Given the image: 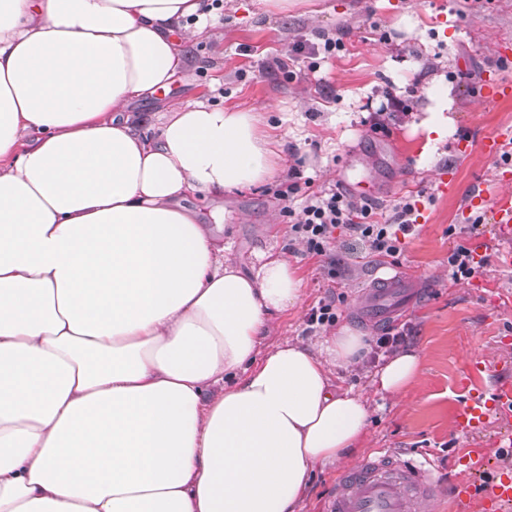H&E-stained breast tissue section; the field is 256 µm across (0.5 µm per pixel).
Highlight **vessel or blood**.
<instances>
[{"mask_svg": "<svg viewBox=\"0 0 512 512\" xmlns=\"http://www.w3.org/2000/svg\"><path fill=\"white\" fill-rule=\"evenodd\" d=\"M511 149L510 127L486 138L483 144L485 155L498 162L505 174L512 172V164L504 162L503 154ZM468 205L491 209L497 237L504 242L496 258L501 266L512 267V249L505 245L506 240L512 239V196L494 188L485 189ZM416 291L413 277L402 272L384 275L366 291L359 312L366 319L386 320L394 317ZM492 418L505 426L512 424L511 380H500L471 393L457 414V428L467 434ZM438 495L430 461L400 460L382 452L364 459L337 480L327 512H420L423 503ZM451 496L458 512H470L475 504L481 512H512V469H503L477 483L455 485Z\"/></svg>", "mask_w": 512, "mask_h": 512, "instance_id": "b4317fda", "label": "vessel or blood"}]
</instances>
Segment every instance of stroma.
<instances>
[{
  "mask_svg": "<svg viewBox=\"0 0 512 512\" xmlns=\"http://www.w3.org/2000/svg\"><path fill=\"white\" fill-rule=\"evenodd\" d=\"M223 3V26L190 50L199 67L167 92L134 100L131 111L148 114L203 99L259 112L286 140L281 173L297 171L318 188L368 171L380 188L372 201L377 215L390 214L403 197L424 207L398 258L399 270L415 276L421 291L393 321L412 329L404 346L421 357L415 383L395 399L376 393L370 374L381 361L369 356L360 368L335 369L333 381L363 393L372 407L356 459L380 448L405 459L427 456L437 464L441 487L470 481L464 450L484 449L490 462H498L493 441L500 427L493 423L466 438L456 431L455 414L473 364L483 368L474 380L482 388L512 369V269L500 267L490 253L474 277L456 281L448 273V255L459 245H484L494 235L488 214L476 223L461 217L483 184L512 194V174L499 178L496 163L482 151L486 137L512 126V98L485 102L479 95L485 70L512 80V60L500 56L503 43L512 41V0H303L286 15L262 12L256 0ZM328 38L341 39L343 47L320 60L316 71H309L306 58L287 57L295 41L320 45ZM435 84L448 88L453 124L447 141L429 154L410 124ZM387 91L402 103L401 112L380 114ZM377 120L388 133L371 131ZM462 141L469 145L465 156L458 151ZM446 167L455 178L447 193L435 192L432 184ZM277 188L272 181L224 197L222 237L233 241L246 264L256 263L257 252L288 246ZM335 236V272L318 258L294 252L306 289L297 305L273 318L267 344L301 338L306 314L329 296L338 301L339 326L372 341L381 336L383 323L362 319L357 307L365 289L383 275L385 260L368 255L344 229Z\"/></svg>",
  "mask_w": 512,
  "mask_h": 512,
  "instance_id": "stroma-1",
  "label": "stroma"
}]
</instances>
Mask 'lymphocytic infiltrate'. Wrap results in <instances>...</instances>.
I'll use <instances>...</instances> for the list:
<instances>
[{"instance_id":"lymphocytic-infiltrate-1","label":"lymphocytic infiltrate","mask_w":512,"mask_h":512,"mask_svg":"<svg viewBox=\"0 0 512 512\" xmlns=\"http://www.w3.org/2000/svg\"><path fill=\"white\" fill-rule=\"evenodd\" d=\"M282 212L289 222V232L309 255L336 264V228L349 231L370 254L394 258L401 251V239L413 232V206L400 202L384 222L373 221L370 203H355L339 187L329 186L316 192L302 193L298 182L282 183L277 191Z\"/></svg>"}]
</instances>
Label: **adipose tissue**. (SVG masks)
<instances>
[{
  "label": "adipose tissue",
  "instance_id": "adipose-tissue-1",
  "mask_svg": "<svg viewBox=\"0 0 512 512\" xmlns=\"http://www.w3.org/2000/svg\"><path fill=\"white\" fill-rule=\"evenodd\" d=\"M219 20L212 0H0V512H298L350 462L370 405L332 382L349 328L261 345L305 281L249 269L187 206L279 172L261 113L197 100L144 119ZM416 126L435 146L444 87ZM420 357L372 380L405 392Z\"/></svg>",
  "mask_w": 512,
  "mask_h": 512
}]
</instances>
